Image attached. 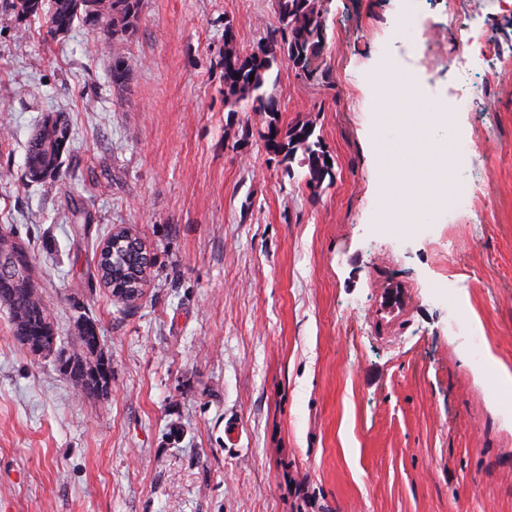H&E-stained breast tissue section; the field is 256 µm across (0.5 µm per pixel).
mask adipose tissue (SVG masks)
<instances>
[{"mask_svg": "<svg viewBox=\"0 0 512 512\" xmlns=\"http://www.w3.org/2000/svg\"><path fill=\"white\" fill-rule=\"evenodd\" d=\"M369 91L384 106L382 119L405 118L399 141L370 139L387 188L380 222L417 223L448 198V169L455 159L449 141L437 138L435 132L454 123V112L421 102L417 80L411 75L397 81L379 70Z\"/></svg>", "mask_w": 512, "mask_h": 512, "instance_id": "ef3b65f1", "label": "adipose tissue"}]
</instances>
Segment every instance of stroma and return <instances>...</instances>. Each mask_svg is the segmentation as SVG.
Instances as JSON below:
<instances>
[{"instance_id": "obj_1", "label": "stroma", "mask_w": 512, "mask_h": 512, "mask_svg": "<svg viewBox=\"0 0 512 512\" xmlns=\"http://www.w3.org/2000/svg\"><path fill=\"white\" fill-rule=\"evenodd\" d=\"M403 1L328 0L324 77L273 70L281 123L313 125L333 159L314 189L260 113L224 107V25L251 51L271 0H143L114 41L80 24L46 39L0 0V232L29 243L58 345L87 316L112 362L108 399L77 397L0 305V512H512V405L448 333L459 316L512 368V71L460 74L448 0H407L421 26L399 32ZM458 4L512 56L511 8ZM382 64L429 104L461 78L481 89L489 112L457 109L449 134L467 176H493L483 221L443 207L379 228L368 133L399 132L368 93ZM57 112L64 175L31 184L28 141ZM120 227L151 257L130 306L96 272Z\"/></svg>"}]
</instances>
